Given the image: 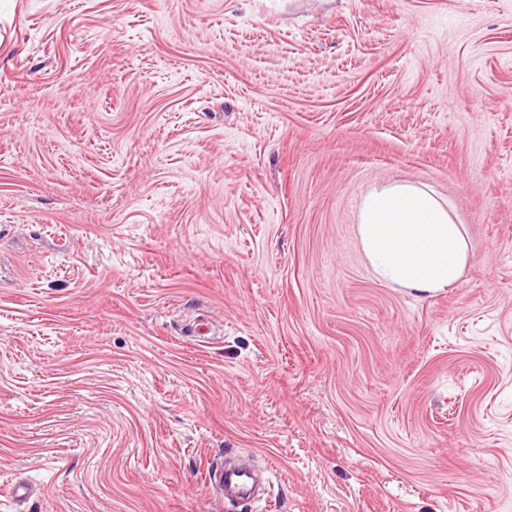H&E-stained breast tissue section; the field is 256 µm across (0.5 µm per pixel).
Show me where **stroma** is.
I'll return each instance as SVG.
<instances>
[{"mask_svg": "<svg viewBox=\"0 0 512 512\" xmlns=\"http://www.w3.org/2000/svg\"><path fill=\"white\" fill-rule=\"evenodd\" d=\"M231 449L256 512H512V0H0V512H243ZM359 237L378 280L421 295L453 284L466 261L465 240L448 209L410 183L388 185L364 199ZM258 484L259 476L250 459L242 458L237 463L224 464L225 502L251 507L262 500L256 491Z\"/></svg>", "mask_w": 512, "mask_h": 512, "instance_id": "stroma-1", "label": "stroma"}]
</instances>
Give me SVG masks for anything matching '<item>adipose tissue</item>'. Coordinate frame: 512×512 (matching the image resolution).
<instances>
[{
	"mask_svg": "<svg viewBox=\"0 0 512 512\" xmlns=\"http://www.w3.org/2000/svg\"><path fill=\"white\" fill-rule=\"evenodd\" d=\"M359 237L378 280L422 295L453 284L466 261L465 240L447 208L410 183L388 185L364 199Z\"/></svg>",
	"mask_w": 512,
	"mask_h": 512,
	"instance_id": "obj_1",
	"label": "adipose tissue"
}]
</instances>
